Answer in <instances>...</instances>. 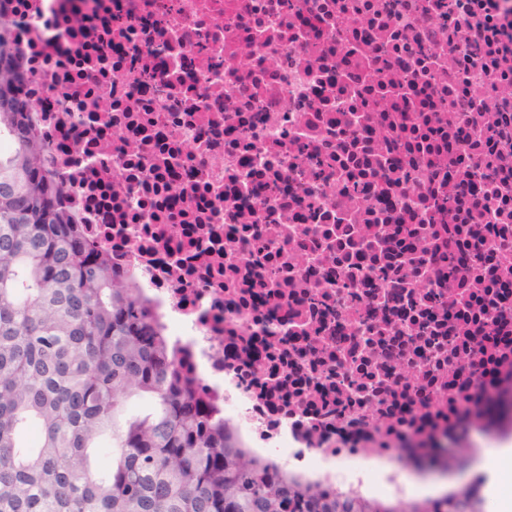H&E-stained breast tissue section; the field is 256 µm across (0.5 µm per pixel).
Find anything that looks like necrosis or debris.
<instances>
[{"instance_id":"necrosis-or-debris-1","label":"necrosis or debris","mask_w":512,"mask_h":512,"mask_svg":"<svg viewBox=\"0 0 512 512\" xmlns=\"http://www.w3.org/2000/svg\"><path fill=\"white\" fill-rule=\"evenodd\" d=\"M67 223L249 460L407 499L512 369V0H0ZM498 385L490 383V386H485L482 384L474 390L476 397L473 404L489 419L493 418L500 408ZM418 435L424 436V441L419 442V446L416 447L413 445L412 442H415V438L419 437ZM398 444L396 448H432L433 451L439 453V455H442L448 459L451 460H457L459 458V454L455 457L449 458L448 457V448H454L458 447L459 440L454 439L453 440V446H448V427L441 433V435H438L435 431L431 430L430 432H422L417 434H410V435H398ZM425 445L424 447H421Z\"/></svg>"}]
</instances>
